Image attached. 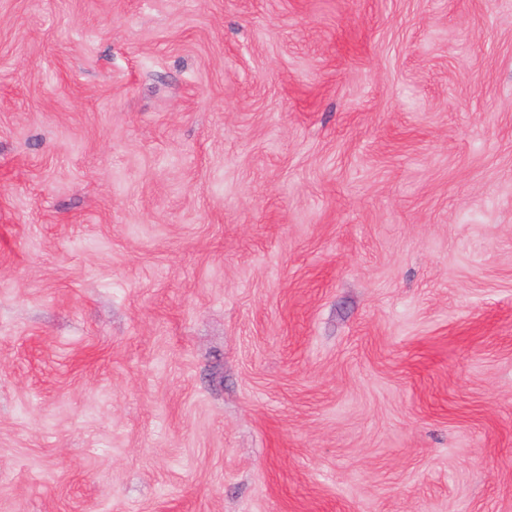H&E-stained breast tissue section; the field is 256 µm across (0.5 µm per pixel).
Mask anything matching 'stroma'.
I'll list each match as a JSON object with an SVG mask.
<instances>
[{
    "instance_id": "1",
    "label": "stroma",
    "mask_w": 512,
    "mask_h": 512,
    "mask_svg": "<svg viewBox=\"0 0 512 512\" xmlns=\"http://www.w3.org/2000/svg\"><path fill=\"white\" fill-rule=\"evenodd\" d=\"M0 512H512V0H0Z\"/></svg>"
}]
</instances>
